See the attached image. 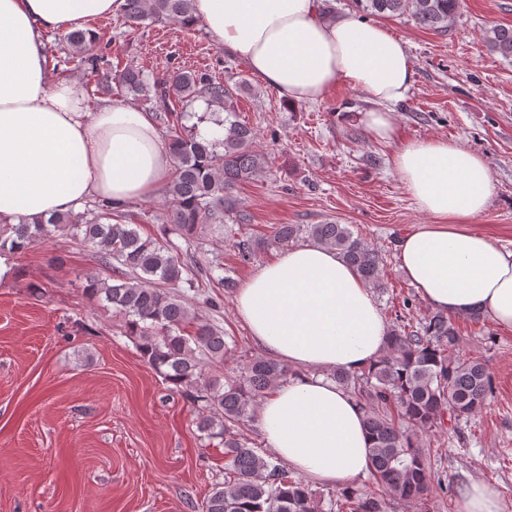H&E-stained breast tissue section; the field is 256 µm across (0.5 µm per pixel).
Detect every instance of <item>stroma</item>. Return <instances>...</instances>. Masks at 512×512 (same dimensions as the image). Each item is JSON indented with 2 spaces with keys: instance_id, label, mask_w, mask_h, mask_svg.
<instances>
[{
  "instance_id": "35a3bbf8",
  "label": "stroma",
  "mask_w": 512,
  "mask_h": 512,
  "mask_svg": "<svg viewBox=\"0 0 512 512\" xmlns=\"http://www.w3.org/2000/svg\"><path fill=\"white\" fill-rule=\"evenodd\" d=\"M385 26L406 43L415 81L390 110L404 140L441 138L482 154L494 192L471 230L512 250V57L489 51L486 30L512 26V0H461L450 31L407 16ZM113 63L136 65L146 80L176 68L204 72L236 91L235 109L253 128L268 164L236 190L246 223L226 217L187 239L170 234L172 253L190 268L180 292L200 321L222 330L230 350L220 375L234 376L262 350L234 308L233 291L210 271L244 282L274 260L265 247L241 262L235 243L269 237L279 224L351 225L383 256L385 291L375 302L385 321L397 312L417 322L431 314L399 269L407 232L431 223L392 164L397 145L368 137L349 115L371 101L345 83L317 102L286 103L203 26H128L123 14L90 24ZM71 48L46 38L50 79L78 81L90 109L102 105L96 77L68 62ZM170 195L133 200L122 210L142 235L162 234ZM0 512H204L224 481V450L196 428L203 405L175 391L141 358L121 318L85 292L109 273L93 250L59 231L19 252H0ZM453 322L463 354L487 362L494 399L471 417L458 441L445 429L423 436L433 490L425 504L392 501L388 512H456L469 479L492 484L512 512V328L463 315Z\"/></svg>"
}]
</instances>
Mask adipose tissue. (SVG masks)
Here are the masks:
<instances>
[{
    "label": "adipose tissue",
    "mask_w": 512,
    "mask_h": 512,
    "mask_svg": "<svg viewBox=\"0 0 512 512\" xmlns=\"http://www.w3.org/2000/svg\"><path fill=\"white\" fill-rule=\"evenodd\" d=\"M126 0H0V223L76 210L96 197L120 206L163 189L171 157L151 116L121 101L89 111L76 82H50L46 36L124 11ZM192 16L289 103L323 99L344 82L370 98L357 120L376 141L397 137L388 104L415 76L405 42L384 25L329 18L322 0H192ZM406 192L433 217L406 233L397 261L435 310L488 314L512 328V251L468 230L486 211L491 171L444 139L405 141L392 156ZM238 317L296 371L260 402L272 453L309 480L350 485L369 468L364 410L326 371L355 373L385 350L388 328L370 288L336 250L285 248L239 288ZM499 491L469 481L457 512H503Z\"/></svg>",
    "instance_id": "1"
}]
</instances>
